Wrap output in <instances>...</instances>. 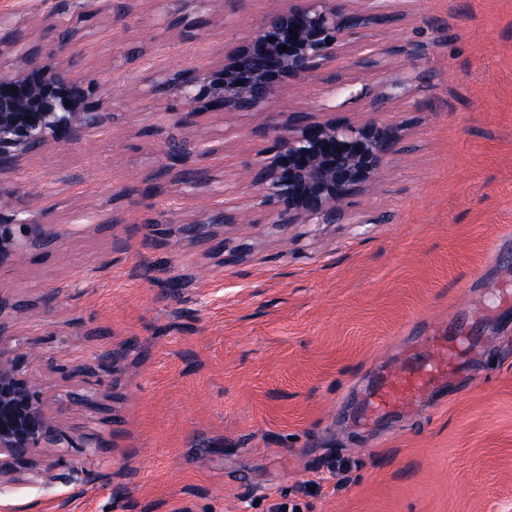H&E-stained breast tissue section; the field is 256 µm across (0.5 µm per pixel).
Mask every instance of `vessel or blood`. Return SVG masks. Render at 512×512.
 Segmentation results:
<instances>
[{"instance_id":"vessel-or-blood-1","label":"vessel or blood","mask_w":512,"mask_h":512,"mask_svg":"<svg viewBox=\"0 0 512 512\" xmlns=\"http://www.w3.org/2000/svg\"><path fill=\"white\" fill-rule=\"evenodd\" d=\"M468 355L464 340L451 341L436 333L422 337L417 350L378 378L361 422H371L394 408L415 407L425 395L446 392L465 368Z\"/></svg>"}]
</instances>
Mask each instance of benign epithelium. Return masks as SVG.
I'll return each instance as SVG.
<instances>
[{
	"instance_id": "1",
	"label": "benign epithelium",
	"mask_w": 512,
	"mask_h": 512,
	"mask_svg": "<svg viewBox=\"0 0 512 512\" xmlns=\"http://www.w3.org/2000/svg\"><path fill=\"white\" fill-rule=\"evenodd\" d=\"M380 12L347 10L339 0H292L288 8L267 17L245 40L223 49L216 65L191 67L167 74L144 68L134 84H152L177 100L190 125L197 112L224 115L263 112L287 86L306 83L336 62L340 50L355 39ZM32 23L64 29L61 44L35 43L27 29L13 26L0 32V61L16 54L24 66L0 72V265L16 261L28 244L52 246L61 237L53 224H40L19 207L24 191L13 175L32 154L58 145L78 143L105 128L108 102L97 83L80 75L73 62L57 61L76 45L71 22L48 12ZM287 46L286 51L279 50ZM15 87L18 92L10 91ZM407 84L389 79L378 100L400 97ZM70 106H65V103ZM320 112H290L284 121L271 113L273 143L258 168L246 180L253 206L266 213L269 223L346 224L352 200L374 189L382 178L387 157L402 140V129L369 120L340 122ZM158 166L166 173L182 162L183 184L207 179L206 161L214 153L208 141L188 134L175 141L162 138ZM242 211L224 202L207 216L192 222L174 218L180 233L191 239L220 236L226 224H236ZM23 307L0 291V487L34 468V456L46 448H93V439L76 443L65 436L50 410L49 397L30 371L28 356L4 346L7 320Z\"/></svg>"
}]
</instances>
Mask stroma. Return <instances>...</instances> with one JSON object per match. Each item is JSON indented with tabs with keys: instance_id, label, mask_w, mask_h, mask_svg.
Masks as SVG:
<instances>
[{
	"instance_id": "stroma-1",
	"label": "stroma",
	"mask_w": 512,
	"mask_h": 512,
	"mask_svg": "<svg viewBox=\"0 0 512 512\" xmlns=\"http://www.w3.org/2000/svg\"><path fill=\"white\" fill-rule=\"evenodd\" d=\"M286 4L231 0L198 29L168 0H0L11 25L63 12L112 112L103 133L16 172L23 206L67 236L0 267L26 305L12 346L62 429L99 447L63 452L57 483L1 487L0 512H512V0H386L390 22L273 102L285 115L328 99L338 120L402 126L380 187L353 201L357 223L255 211L223 239L184 241L174 210L243 201L267 114L198 113L208 180L158 179L161 136L185 129L165 94L130 98L129 45L166 72L210 65ZM404 76V97L376 103ZM432 328L476 338L472 372L446 401L358 427L379 372Z\"/></svg>"
}]
</instances>
